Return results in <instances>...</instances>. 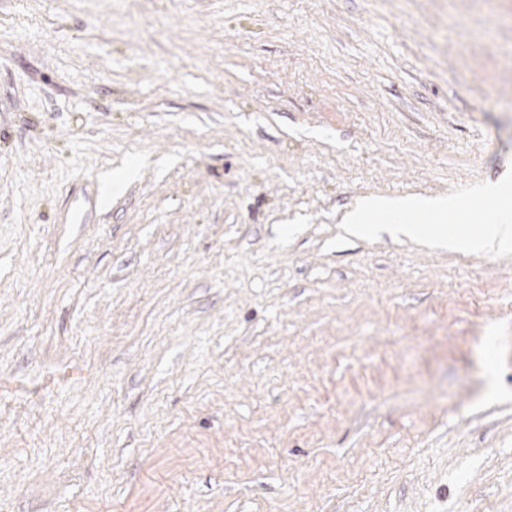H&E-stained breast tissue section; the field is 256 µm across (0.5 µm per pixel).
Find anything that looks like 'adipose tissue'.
Instances as JSON below:
<instances>
[{"instance_id": "adipose-tissue-1", "label": "adipose tissue", "mask_w": 512, "mask_h": 512, "mask_svg": "<svg viewBox=\"0 0 512 512\" xmlns=\"http://www.w3.org/2000/svg\"><path fill=\"white\" fill-rule=\"evenodd\" d=\"M490 196L497 199L499 205L491 220L476 231L464 224L451 225L450 220L458 215L459 208L446 199L397 197H370L363 200L354 211L346 215L344 229L347 234L355 237L387 231L397 237H420L451 249L468 247L496 252L512 246V194L494 188ZM416 211L427 213L429 223H414L412 214Z\"/></svg>"}]
</instances>
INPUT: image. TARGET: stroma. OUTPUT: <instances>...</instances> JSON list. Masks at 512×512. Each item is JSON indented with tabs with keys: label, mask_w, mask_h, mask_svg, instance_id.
<instances>
[{
	"label": "stroma",
	"mask_w": 512,
	"mask_h": 512,
	"mask_svg": "<svg viewBox=\"0 0 512 512\" xmlns=\"http://www.w3.org/2000/svg\"><path fill=\"white\" fill-rule=\"evenodd\" d=\"M512 176V0H0V512H512V251L355 239Z\"/></svg>",
	"instance_id": "1"
}]
</instances>
